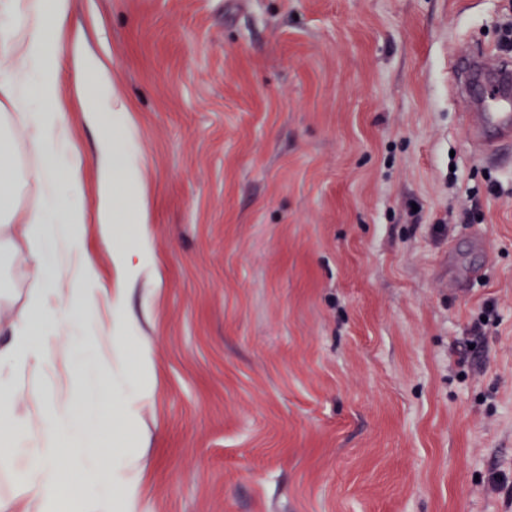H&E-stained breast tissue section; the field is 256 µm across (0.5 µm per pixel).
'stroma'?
I'll return each mask as SVG.
<instances>
[{
    "mask_svg": "<svg viewBox=\"0 0 512 512\" xmlns=\"http://www.w3.org/2000/svg\"><path fill=\"white\" fill-rule=\"evenodd\" d=\"M75 20L146 164L139 512H512V143L479 150L448 64L498 49L512 0H76ZM69 122L90 211L101 132ZM117 229L85 231L105 291ZM60 369L25 376L20 414Z\"/></svg>",
    "mask_w": 512,
    "mask_h": 512,
    "instance_id": "obj_1",
    "label": "stroma"
}]
</instances>
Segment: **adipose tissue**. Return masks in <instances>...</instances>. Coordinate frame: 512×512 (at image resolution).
<instances>
[{
	"label": "adipose tissue",
	"mask_w": 512,
	"mask_h": 512,
	"mask_svg": "<svg viewBox=\"0 0 512 512\" xmlns=\"http://www.w3.org/2000/svg\"><path fill=\"white\" fill-rule=\"evenodd\" d=\"M75 0H0V12L15 24L0 29V254L33 264L25 305L12 321L11 341L0 347V461L23 457L12 477L15 494L30 512H138V476L145 451L125 448L114 453L102 434L112 413L136 421L137 406L153 392L151 360L138 357L139 379H128L125 342L133 325L123 316L125 291L133 286L153 256L145 234L117 249L118 273L113 290L98 288L94 261L84 242L85 225H99L111 238L119 214L147 221L141 197L145 164L130 120L132 107L118 91L107 64L84 46L81 30L70 41L73 73L62 83L59 32L69 27ZM78 105L88 124L102 127L96 172L98 203L88 212L69 197L82 183L85 160L69 147L67 109ZM35 164L23 168L19 146ZM36 183L43 205L23 209L18 203L22 179ZM25 249L13 252L15 237ZM112 315L110 326L97 318L100 307ZM69 329L68 346L57 348L49 332ZM102 355L110 377L96 423L85 418L79 391L84 375L67 370L69 395L40 414L38 434L17 411L20 375L41 364L70 359L73 350ZM90 493L80 501L69 495L72 477Z\"/></svg>",
	"instance_id": "adipose-tissue-1"
}]
</instances>
